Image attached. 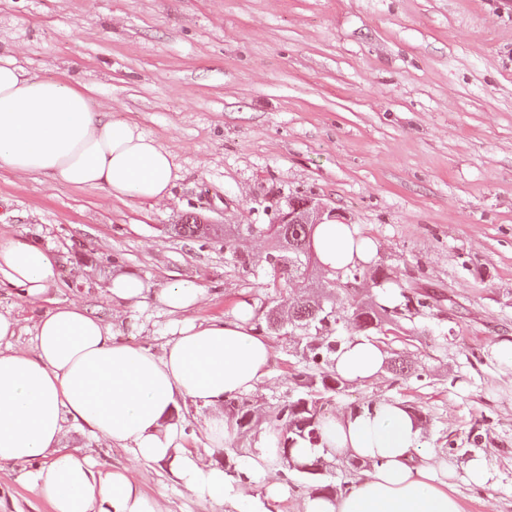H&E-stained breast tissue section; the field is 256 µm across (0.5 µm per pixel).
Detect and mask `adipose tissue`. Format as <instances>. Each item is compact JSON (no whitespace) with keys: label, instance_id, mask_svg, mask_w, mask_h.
Wrapping results in <instances>:
<instances>
[{"label":"adipose tissue","instance_id":"ef3b65f1","mask_svg":"<svg viewBox=\"0 0 512 512\" xmlns=\"http://www.w3.org/2000/svg\"><path fill=\"white\" fill-rule=\"evenodd\" d=\"M0 165L150 202L168 198L177 177L170 153L156 140L94 111L83 91L28 75L8 56H0ZM312 240L330 273L367 262L374 248L350 224L315 225ZM56 277L40 245L0 241V281L20 287L28 300L43 299ZM110 294L116 301L151 296L176 315L162 354L121 342L110 324L75 304L49 309L34 325L30 348H19L12 343L18 319L0 312V464L21 466L23 480L52 512H164L126 470L63 447L66 423L82 422L108 446L131 450L146 464H166L197 496L233 495L238 512H258L254 479H265L266 501L288 498L287 484L268 478L280 461L276 430L250 455L248 482L237 483L186 448L183 429L169 422L178 402L187 400L209 409L206 433L214 447L233 436L225 399L253 391L273 360L267 338L249 324L250 309L206 323L184 320L181 312L204 301L202 289H152L134 275L113 278ZM383 362L376 342L356 336L342 344L333 368L347 382L364 383L379 376ZM321 433L320 446L297 448L295 459L351 458L363 468L334 496H306L302 512H461L450 479L460 471L477 485L492 477L478 457L461 466L431 450L417 453L422 430L396 401L328 416Z\"/></svg>","mask_w":512,"mask_h":512}]
</instances>
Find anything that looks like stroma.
Masks as SVG:
<instances>
[{
    "instance_id": "35a3bbf8",
    "label": "stroma",
    "mask_w": 512,
    "mask_h": 512,
    "mask_svg": "<svg viewBox=\"0 0 512 512\" xmlns=\"http://www.w3.org/2000/svg\"><path fill=\"white\" fill-rule=\"evenodd\" d=\"M0 53L155 139L178 175L154 203L0 168V240L42 245L57 270L41 301L0 287V312L22 328L16 346H30L46 310L74 303L119 340L161 351L172 317L149 301L113 303L108 287L122 273L202 288L206 301L189 313L200 322L243 301L258 314L287 310L300 293L269 285L274 239L228 247L170 227L191 212L269 224L288 196H309L375 242L370 264L390 272L394 291L434 298L373 335L410 376L345 384L336 408L401 402L422 416L423 447L486 460V485L454 481L462 512H512V378L494 352L512 340V0H0ZM268 340L273 362L248 395L264 411L305 367L297 338ZM208 415L182 403L170 422L209 461L241 469L266 421L211 448ZM63 445L131 468L170 512H234L85 425L68 423ZM0 512L51 508L9 465Z\"/></svg>"
}]
</instances>
